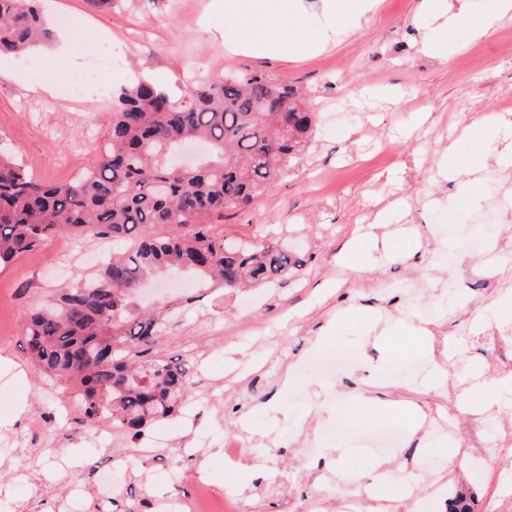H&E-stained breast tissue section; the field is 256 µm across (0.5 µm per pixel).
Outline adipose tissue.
<instances>
[{
	"label": "adipose tissue",
	"mask_w": 512,
	"mask_h": 512,
	"mask_svg": "<svg viewBox=\"0 0 512 512\" xmlns=\"http://www.w3.org/2000/svg\"><path fill=\"white\" fill-rule=\"evenodd\" d=\"M214 10L209 25L223 34L225 43L247 54L301 55L317 51L325 41L323 33L289 21L278 0H216ZM495 406L512 408V372L495 376L458 403L461 414L475 421Z\"/></svg>",
	"instance_id": "adipose-tissue-1"
}]
</instances>
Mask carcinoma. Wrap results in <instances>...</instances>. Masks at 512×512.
<instances>
[{"label":"carcinoma","mask_w":512,"mask_h":512,"mask_svg":"<svg viewBox=\"0 0 512 512\" xmlns=\"http://www.w3.org/2000/svg\"><path fill=\"white\" fill-rule=\"evenodd\" d=\"M50 40L35 0H0V54ZM313 117L298 89L261 75L229 72L179 94L136 75L113 100L109 143L80 177L43 183L0 150V268L59 236L129 242L27 315L36 370L77 387L81 422L138 435L193 394L186 373L164 359L123 360L161 331L155 309L140 305L144 281L181 270L236 291L279 284L299 266L282 244H228L211 223L280 179L308 146ZM187 137L206 143L208 156L176 167ZM153 227L166 233L142 235ZM450 512H472L471 495L456 491Z\"/></svg>","instance_id":"carcinoma-1"}]
</instances>
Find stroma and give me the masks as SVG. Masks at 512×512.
Here are the masks:
<instances>
[{
	"mask_svg": "<svg viewBox=\"0 0 512 512\" xmlns=\"http://www.w3.org/2000/svg\"><path fill=\"white\" fill-rule=\"evenodd\" d=\"M471 22L441 36L423 17L422 0H379L361 28L337 27L316 5L303 19L327 46L305 56L256 57L225 50L220 33L203 32L212 0H38L58 34L60 19L82 17L65 52L0 55V144L38 179L63 182L92 166L110 137L112 102L99 94L75 99L70 81L88 66L111 70L113 87L144 72L177 88L215 81L225 72L266 75L307 93L315 131L302 157L250 205L226 211L213 226L225 239L295 250L300 266L286 282L243 291L194 286L174 292L175 312L149 357L172 360L194 384L190 415L149 425L140 437L113 432L112 456L90 454L92 427L79 426L76 388L42 377L23 335L28 311L87 273L79 254L97 239L60 237L0 270V512H160L171 498H190L201 474L236 499L239 512H364L373 456L350 449L351 430L391 426L402 439L390 457L418 488L381 512H446L451 492L469 490L474 512H512V410L494 409L474 423L459 415L463 393L512 370V321L483 325L512 282V182L487 159L484 198L499 196L500 219L477 224L448 179V153L476 154L460 132L473 118L512 113V19L497 18L487 0H471ZM486 26L476 36L477 26ZM438 57L417 54L423 41ZM362 237L359 269L340 265L341 247ZM428 252L408 255L411 238ZM454 250L447 267L442 253ZM424 327L453 341L447 359L390 352L372 343L386 331L403 344ZM354 355L349 371L323 375L317 337ZM306 358L304 378L280 384L289 362ZM442 386L428 389L431 371ZM426 402L423 440L409 438L404 419L380 410L358 419V398ZM443 421L453 440L431 427ZM263 441H255L251 432ZM164 441L141 456L145 441ZM237 440L240 462L271 468L266 481L224 468V440ZM191 440L194 450L178 452ZM466 457L448 467V447ZM315 449L318 469L304 462ZM123 466L125 487L107 493L100 473ZM168 470L167 479L152 475Z\"/></svg>",
	"mask_w": 512,
	"mask_h": 512,
	"instance_id": "1",
	"label": "stroma"
}]
</instances>
